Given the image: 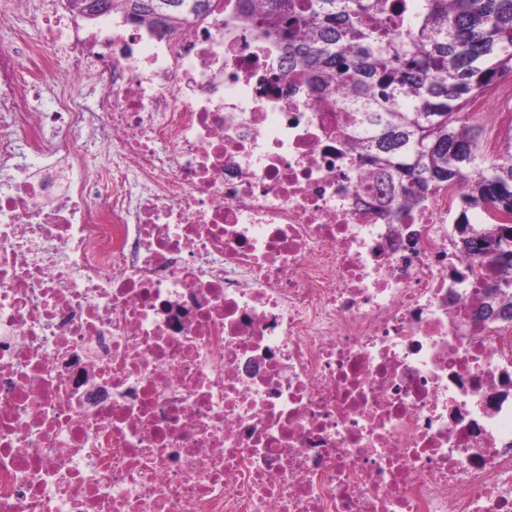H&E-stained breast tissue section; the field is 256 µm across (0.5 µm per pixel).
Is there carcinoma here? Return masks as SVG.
Segmentation results:
<instances>
[{"label":"carcinoma","mask_w":512,"mask_h":512,"mask_svg":"<svg viewBox=\"0 0 512 512\" xmlns=\"http://www.w3.org/2000/svg\"><path fill=\"white\" fill-rule=\"evenodd\" d=\"M206 0H112L140 24L169 16L175 31ZM243 17L274 36L389 192L395 214L431 190L463 183V211H512V134L495 157L460 111L512 75V0H243ZM462 248L498 264L491 303L512 309V225L458 223Z\"/></svg>","instance_id":"obj_1"}]
</instances>
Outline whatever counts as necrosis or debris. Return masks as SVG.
Here are the masks:
<instances>
[{
    "instance_id": "obj_1",
    "label": "necrosis or debris",
    "mask_w": 512,
    "mask_h": 512,
    "mask_svg": "<svg viewBox=\"0 0 512 512\" xmlns=\"http://www.w3.org/2000/svg\"><path fill=\"white\" fill-rule=\"evenodd\" d=\"M212 4L159 35L0 0V512H512V320L459 189L388 215ZM58 43L51 81L21 66Z\"/></svg>"
}]
</instances>
